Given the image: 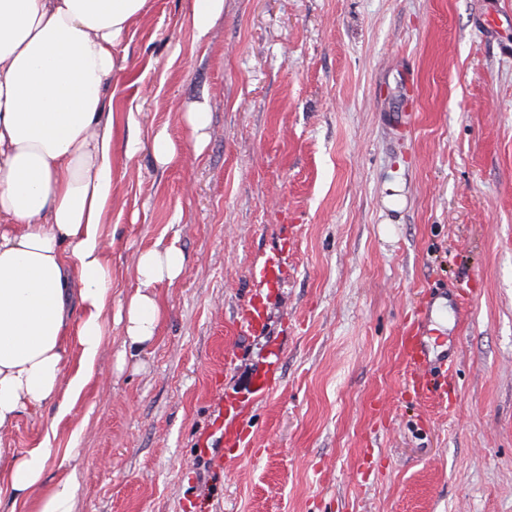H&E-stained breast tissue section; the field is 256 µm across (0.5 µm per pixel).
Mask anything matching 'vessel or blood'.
Returning <instances> with one entry per match:
<instances>
[{"label":"vessel or blood","instance_id":"b4317fda","mask_svg":"<svg viewBox=\"0 0 512 512\" xmlns=\"http://www.w3.org/2000/svg\"><path fill=\"white\" fill-rule=\"evenodd\" d=\"M289 247V239H282L276 248L265 254L252 272L254 288L237 317L238 326L246 334L261 336L265 333L269 305L281 285ZM426 334L427 320L423 317L408 323L403 330V382L418 388L424 395L440 397L448 392V376L455 369V359L450 354L431 356L425 341ZM276 372V360L267 361L253 381L251 398L262 397L275 389ZM251 398L228 396L218 405L216 431L221 447L227 451L238 450L249 444L243 420Z\"/></svg>","mask_w":512,"mask_h":512}]
</instances>
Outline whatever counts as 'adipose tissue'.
Returning <instances> with one entry per match:
<instances>
[{"label": "adipose tissue", "instance_id": "adipose-tissue-1", "mask_svg": "<svg viewBox=\"0 0 512 512\" xmlns=\"http://www.w3.org/2000/svg\"><path fill=\"white\" fill-rule=\"evenodd\" d=\"M147 4L0 0V432L77 399L94 376L112 304L106 225L121 130L103 116L105 82ZM184 274L176 245L137 254L118 313L124 349L153 342L156 288ZM49 460L43 447L0 448V495L26 501Z\"/></svg>", "mask_w": 512, "mask_h": 512}]
</instances>
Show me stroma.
Masks as SVG:
<instances>
[{"mask_svg": "<svg viewBox=\"0 0 512 512\" xmlns=\"http://www.w3.org/2000/svg\"><path fill=\"white\" fill-rule=\"evenodd\" d=\"M193 2L149 0L109 84L135 113L113 151L112 305L156 243L185 275L156 288L150 346L123 353L111 324L75 406L0 441L20 456L56 424L43 484L71 479L72 512H512V0H224L200 40ZM285 234L268 331L241 335ZM431 297L457 360L441 403L401 382V327ZM274 343L252 445L216 468L215 402L249 395ZM186 122L195 140L197 150L202 147L208 137L207 129L210 124V115L203 107L196 108L193 112L186 113Z\"/></svg>", "mask_w": 512, "mask_h": 512, "instance_id": "35a3bbf8", "label": "stroma"}]
</instances>
